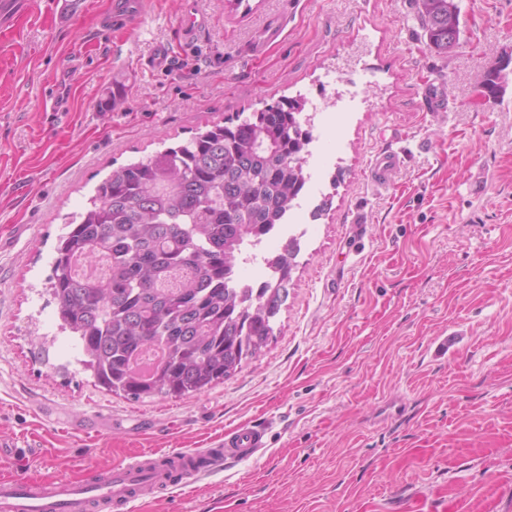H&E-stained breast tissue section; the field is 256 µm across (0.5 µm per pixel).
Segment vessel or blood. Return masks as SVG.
I'll return each instance as SVG.
<instances>
[{"instance_id": "b4317fda", "label": "vessel or blood", "mask_w": 512, "mask_h": 512, "mask_svg": "<svg viewBox=\"0 0 512 512\" xmlns=\"http://www.w3.org/2000/svg\"><path fill=\"white\" fill-rule=\"evenodd\" d=\"M55 18L68 25L87 16L85 0H48ZM147 0H112L111 13L91 16L100 35L111 36L126 29L148 13ZM186 38L204 33L208 22L185 8L180 17ZM401 166L397 152L378 153L368 166V176L378 185L390 184ZM265 429L242 424L225 432L210 448H182L171 454L170 462L146 470L145 455H137L116 465L87 463L82 475L70 479L0 478V512H102L105 505L130 512L133 503L175 495L184 486L209 478L223 470L229 459H248L266 448Z\"/></svg>"}]
</instances>
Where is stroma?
I'll use <instances>...</instances> for the list:
<instances>
[{"instance_id":"1","label":"stroma","mask_w":512,"mask_h":512,"mask_svg":"<svg viewBox=\"0 0 512 512\" xmlns=\"http://www.w3.org/2000/svg\"><path fill=\"white\" fill-rule=\"evenodd\" d=\"M194 3L211 24L190 43L179 0L108 38L36 0L0 34V473L72 478L266 422L257 459L135 512H512V81L479 84L512 53V0H459L445 56L412 0ZM428 88L445 110H419ZM295 97L320 185L267 346L189 398L95 387L48 302L67 216L112 168ZM384 149L402 165L376 187ZM91 412L102 429L70 432ZM512 64V55L508 54L503 56L499 64L493 70H488L484 73L481 80V87L484 89V93L489 97H496L503 89V84L508 79L502 76L504 70L509 69ZM401 166V158L397 152L384 151L378 153L368 166V177L377 185L390 184Z\"/></svg>"}]
</instances>
